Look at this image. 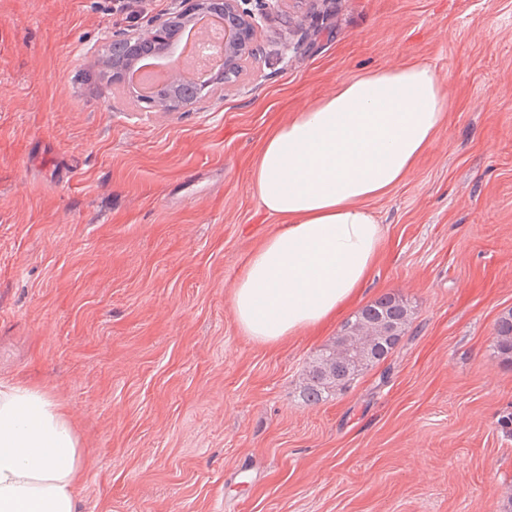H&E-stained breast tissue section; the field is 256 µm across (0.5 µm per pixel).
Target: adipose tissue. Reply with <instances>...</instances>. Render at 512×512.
<instances>
[{"label": "adipose tissue", "instance_id": "obj_1", "mask_svg": "<svg viewBox=\"0 0 512 512\" xmlns=\"http://www.w3.org/2000/svg\"><path fill=\"white\" fill-rule=\"evenodd\" d=\"M447 110L436 70L414 63L343 81L265 139L254 186L283 228L250 256L233 288V313L248 336L276 343L359 298L382 241L365 202L405 178ZM82 474L59 402L0 382V512H76Z\"/></svg>", "mask_w": 512, "mask_h": 512}]
</instances>
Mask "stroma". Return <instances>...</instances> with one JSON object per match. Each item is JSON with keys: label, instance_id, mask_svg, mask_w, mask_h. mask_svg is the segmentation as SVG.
Wrapping results in <instances>:
<instances>
[{"label": "stroma", "instance_id": "stroma-1", "mask_svg": "<svg viewBox=\"0 0 512 512\" xmlns=\"http://www.w3.org/2000/svg\"><path fill=\"white\" fill-rule=\"evenodd\" d=\"M0 0V379L66 408L79 512H502L512 495V0H284L240 88L139 112L87 50L170 0ZM413 63L450 98L358 300L395 293L394 353L310 404L341 319L262 344L232 311L281 225L258 149L341 82ZM493 353L502 362L512 363V311L502 315L495 325Z\"/></svg>", "mask_w": 512, "mask_h": 512}]
</instances>
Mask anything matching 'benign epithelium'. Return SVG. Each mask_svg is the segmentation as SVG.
Instances as JSON below:
<instances>
[{"label":"benign epithelium","instance_id":"obj_1","mask_svg":"<svg viewBox=\"0 0 512 512\" xmlns=\"http://www.w3.org/2000/svg\"><path fill=\"white\" fill-rule=\"evenodd\" d=\"M282 0H171L165 14L145 26H133L112 32L106 46L122 55V62L110 63L104 51L93 53L89 62L107 76L112 90L135 97L129 72L143 57L156 54L159 47L170 48L182 36L187 25L200 17H218L224 22V74L188 89L172 76L170 87L153 99L145 100L152 112H186L199 102L224 91L237 82L247 61L260 53L258 44L262 22L278 11Z\"/></svg>","mask_w":512,"mask_h":512}]
</instances>
